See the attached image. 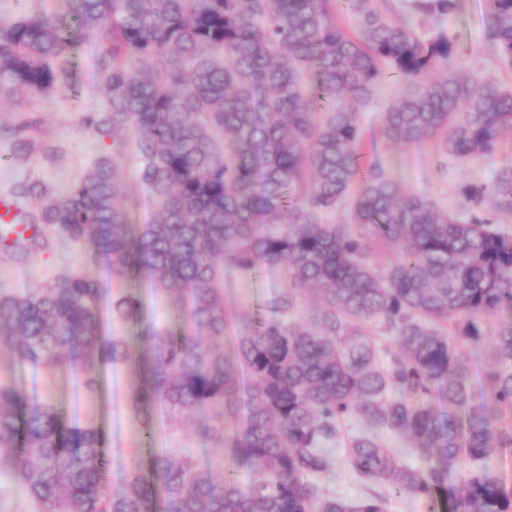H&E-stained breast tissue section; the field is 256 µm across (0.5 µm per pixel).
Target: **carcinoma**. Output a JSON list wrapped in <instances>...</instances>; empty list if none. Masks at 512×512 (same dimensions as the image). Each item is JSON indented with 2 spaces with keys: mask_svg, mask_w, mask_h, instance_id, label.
<instances>
[{
  "mask_svg": "<svg viewBox=\"0 0 512 512\" xmlns=\"http://www.w3.org/2000/svg\"><path fill=\"white\" fill-rule=\"evenodd\" d=\"M345 6L354 35L336 24V0H64L51 13L0 22L1 100L71 87L80 48L96 40L110 106L83 124L134 132L139 181L159 204L152 224L118 204L126 142H114L112 157L63 197L39 181L10 187L34 207L16 215L24 230L9 248L25 252L38 235L24 232L43 224L105 257L126 284L112 300L114 322L138 321L132 285L142 274L169 291L167 325L142 326L136 355L127 337L104 330L99 283L87 275L0 296V344L20 364L70 373L90 392L107 368L127 365L129 405L144 416L140 445L152 443L148 411L160 404L190 416L199 438L221 441L252 473L243 486L156 452L152 478L134 465L111 490L100 429L0 384V470L47 512H385L389 490L400 488L442 494L448 512H512V487L489 467L512 454V425L494 424L512 408V236L469 212L489 196L512 214V166L465 186L466 209L441 213L390 178L378 155L365 160L356 111L384 79H403L411 90L384 113L382 139L437 138L465 162L512 125V93L459 77L453 37L425 42L378 0ZM412 9L445 16L459 4L414 0ZM485 29L512 62V0H486ZM31 126L17 125L14 150L35 149ZM346 201L359 233L322 221ZM374 243L394 255L382 272L365 260ZM263 266L283 268L287 288L275 318L237 329L231 356L224 268ZM307 296L311 321L289 320ZM483 316L499 321L477 400L461 346L481 341ZM374 321L396 345L385 362L368 330ZM243 408L242 427L224 435V421ZM351 416L367 430L351 438L345 464L374 486L359 500L320 482ZM384 430L405 435L420 466L385 447ZM461 460L471 469L454 485Z\"/></svg>",
  "mask_w": 512,
  "mask_h": 512,
  "instance_id": "cac0c4a2",
  "label": "carcinoma"
}]
</instances>
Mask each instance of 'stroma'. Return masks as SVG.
Listing matches in <instances>:
<instances>
[{"label": "stroma", "mask_w": 512, "mask_h": 512, "mask_svg": "<svg viewBox=\"0 0 512 512\" xmlns=\"http://www.w3.org/2000/svg\"><path fill=\"white\" fill-rule=\"evenodd\" d=\"M411 0H392V17L413 26L424 40L435 38L447 30L457 35L454 64L459 75L480 80L491 79L503 89L512 90V65L503 60L484 35V0H462L458 17L437 18L414 14ZM97 47L86 42L79 51L78 88L50 93L24 91L15 100L0 101V127L22 120L34 121L30 132L37 148L18 153L6 138L0 137V197L21 179L39 181L57 194H65L101 156L111 154L112 138L85 129L84 113L98 112L109 105V97L96 70ZM408 90L397 79L382 82L373 98L359 109L365 132L378 130L382 115L389 105ZM55 146L53 156H45L41 145ZM385 171L405 190L425 196L442 211H459L465 206L459 188L465 183H487L500 169L512 166V128L503 129L494 150L478 159L461 163L442 155L437 141L420 144H382L378 147ZM124 180L122 204L132 210L137 223H152L158 203L138 179L139 157L134 147H127L120 159ZM94 276L104 293L101 309H108L113 296L124 287L113 277L105 263L92 262L80 246H61L48 241L27 256L15 257L5 242L0 241V296L21 295L45 285L62 274ZM285 286L280 268H263L254 273L237 270L224 272V307L230 325L224 335L225 348H232L234 326L242 320L271 318V304ZM131 381L126 365L106 370L100 391L90 393L77 381L57 372L20 368L8 345H0V383L18 384L22 396H35L47 403L64 406L73 419L103 428L107 453L105 473L110 487H117L131 466L139 445L140 425L126 400ZM154 441L157 451L174 457L190 456L197 468L215 474H232L239 482H247L250 468L222 452L218 440H200L185 420H170L167 414L153 413ZM364 429L360 420L349 419L342 426V438L331 448L333 467L325 479L327 489L344 498L364 497L365 488L348 471L343 459L349 438Z\"/></svg>", "instance_id": "obj_1"}]
</instances>
